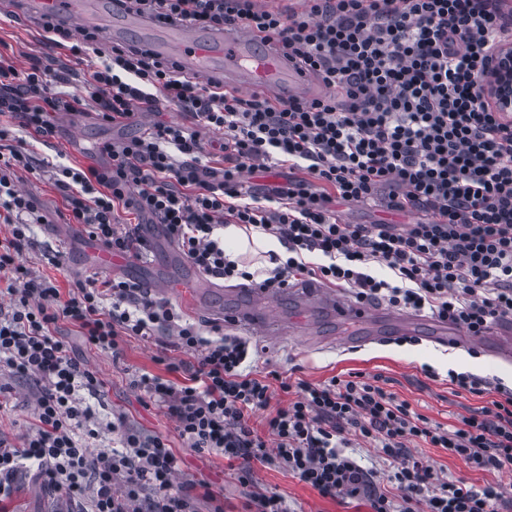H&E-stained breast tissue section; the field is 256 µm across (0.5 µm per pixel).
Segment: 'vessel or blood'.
I'll use <instances>...</instances> for the list:
<instances>
[{
    "label": "vessel or blood",
    "instance_id": "vessel-or-blood-1",
    "mask_svg": "<svg viewBox=\"0 0 512 512\" xmlns=\"http://www.w3.org/2000/svg\"><path fill=\"white\" fill-rule=\"evenodd\" d=\"M22 5L34 15L54 14L70 28L97 31L105 40L146 48L157 57L174 62L182 74L221 90L250 87L272 99L306 101L327 94L308 71L289 62L279 45L261 43L244 28L201 30L178 22L161 25L116 6L113 0H100L93 6L85 0H0V8L8 11ZM149 288L166 294L175 288L183 289L186 298L203 309L211 296L225 293L230 298L224 309L226 323L264 338L305 333L312 317L324 315L337 324L357 327V335L337 338V346L346 349L381 341L387 326L396 335L423 336L443 347L469 341L448 320L396 312L380 303H359L316 281H301L275 292L254 285L238 294L231 288L222 289L213 278L185 263L150 282ZM277 296L288 298L295 306L289 322L271 318L266 312L268 301ZM482 340L490 352L504 358L512 356V322L494 325Z\"/></svg>",
    "mask_w": 512,
    "mask_h": 512
}]
</instances>
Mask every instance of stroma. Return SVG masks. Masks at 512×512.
Listing matches in <instances>:
<instances>
[{"mask_svg":"<svg viewBox=\"0 0 512 512\" xmlns=\"http://www.w3.org/2000/svg\"><path fill=\"white\" fill-rule=\"evenodd\" d=\"M0 54L12 58L17 67H25L30 57L36 56L53 71L63 72L69 89L81 88L85 65L76 63L68 50L48 48L43 33L35 19L14 22L12 15L0 14ZM153 118L134 114L127 124L109 126L99 123L93 114L78 115L76 124L69 129L59 128L50 144L26 139L24 147L37 167L16 172L17 187L34 201L43 223L33 225L31 243L23 259L35 275L55 279L61 290L74 288L88 275L85 266L84 238L71 240L57 236L53 227L71 223L63 196L54 184L53 174L42 168L43 160H62L73 167L87 166L99 143L118 141L151 123ZM336 214L345 224H394L404 226L417 221V213L387 210L357 203L336 201ZM62 252L63 267L57 268L47 261L48 254ZM169 253L160 245L150 246L140 258H126L122 266L98 270L101 279L132 280L144 283L159 269L167 267ZM315 337L291 336L284 340L260 339L256 345L259 355L258 368L275 370L282 375H292L317 383L335 375L363 372L382 375L385 390L410 403L418 413L431 422L450 427L474 408L486 405V397L470 394L453 395L446 381L449 370L473 374L488 382H512V362L492 358L486 351L469 353L459 348L456 360H449V351L425 341H407L396 338L384 344H370L357 349H339L330 340L336 334L335 322L319 320L315 323ZM69 345L73 355L96 372L106 387L104 397L87 396L86 401L96 412L95 435L88 437L89 447L102 450L112 447L113 434L107 424L113 413L126 417L129 427L166 436L179 459V480L209 482L224 501V512H244L250 496L257 492L272 491L283 497L292 512H370L365 499H342L321 496L309 485L293 477L284 467L255 466L247 481L224 465V458L215 452L196 453L183 450L175 430L174 420L164 408L149 402L142 391L132 384L141 371L163 373L157 364L156 345L141 338L125 337L120 359L101 352L85 343L77 327L61 323L57 328ZM0 400L7 407L0 413V435L10 441L28 429L34 412V400L25 382L0 376ZM420 455L439 476H453L467 483L482 486L488 483L501 485L505 496L512 497V476L496 471L470 468L462 459L449 455L446 449L421 446ZM18 490L10 504L12 512H66L67 505L59 495L37 482L32 473L21 472L17 478Z\"/></svg>","mask_w":512,"mask_h":512,"instance_id":"1","label":"stroma"}]
</instances>
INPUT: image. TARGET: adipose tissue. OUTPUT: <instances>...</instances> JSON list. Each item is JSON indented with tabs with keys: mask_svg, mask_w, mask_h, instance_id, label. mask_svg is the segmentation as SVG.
Instances as JSON below:
<instances>
[{
	"mask_svg": "<svg viewBox=\"0 0 512 512\" xmlns=\"http://www.w3.org/2000/svg\"><path fill=\"white\" fill-rule=\"evenodd\" d=\"M224 255L227 260L242 264L247 272L265 273L274 269L276 262L286 261L288 253L278 238L235 224L224 227Z\"/></svg>",
	"mask_w": 512,
	"mask_h": 512,
	"instance_id": "ef3b65f1",
	"label": "adipose tissue"
}]
</instances>
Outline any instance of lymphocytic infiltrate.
Listing matches in <instances>:
<instances>
[{
    "label": "lymphocytic infiltrate",
    "mask_w": 512,
    "mask_h": 512,
    "mask_svg": "<svg viewBox=\"0 0 512 512\" xmlns=\"http://www.w3.org/2000/svg\"><path fill=\"white\" fill-rule=\"evenodd\" d=\"M155 22L244 27L281 45L329 94L321 101L272 100L219 92L148 50L102 48L96 33L74 34L52 17L41 26L50 46L88 70L81 89L50 92L38 59L20 70L0 56V143L24 131L41 142L59 113L93 108L120 125L133 112L167 103L193 125L154 122L136 136L101 143L98 162L52 169L75 223L114 254L141 256L148 242L123 209L162 224L202 273L231 280L218 232L253 226L281 239L289 257L261 285L288 287L311 277L351 288L355 299L429 312L479 337L512 320V113L481 99L495 48L512 42V0H305L304 10L258 0H122ZM222 133L224 166L203 163L202 130ZM21 147L0 152V371L33 386V422L16 446L0 437V512L31 464L37 479L89 512H196L213 498L209 483L176 480L178 457L166 437L111 423L116 449L92 451L80 433L95 422L83 393L101 394L97 375L56 334L78 327L88 344L121 354L122 336L158 341L164 372L133 385L173 418L183 449L222 453L247 479L253 464L285 465L324 497L365 496L372 512H512L501 487L442 479L414 451L444 448L471 468L512 473V389L496 387L487 405L444 428L355 372L321 383L278 371H243L249 343L184 321L171 303L136 282L88 280L61 292L33 276L21 257L30 225L42 218L14 173L30 169ZM288 168L306 179L265 191L244 184L256 169ZM419 213L416 223L343 224L335 201ZM318 254L315 262L306 261ZM386 266L392 280L369 274ZM294 393L269 413L276 392ZM265 414L264 429L252 420ZM359 441L388 463L389 496L349 447Z\"/></svg>",
    "instance_id": "f902f5d3"
}]
</instances>
